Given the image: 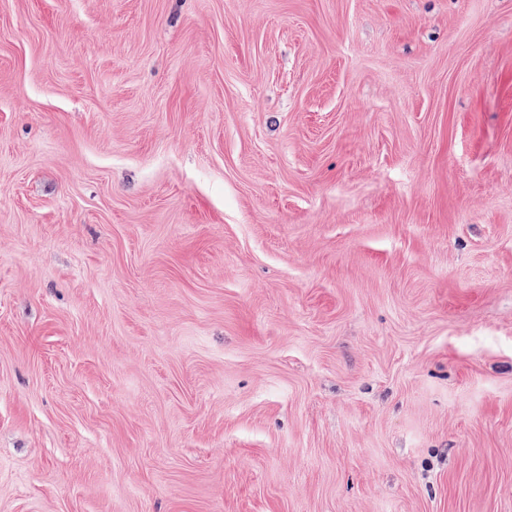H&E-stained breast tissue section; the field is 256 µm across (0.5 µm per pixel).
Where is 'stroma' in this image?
<instances>
[{
  "label": "stroma",
  "mask_w": 512,
  "mask_h": 512,
  "mask_svg": "<svg viewBox=\"0 0 512 512\" xmlns=\"http://www.w3.org/2000/svg\"><path fill=\"white\" fill-rule=\"evenodd\" d=\"M0 512H512V0H0Z\"/></svg>",
  "instance_id": "obj_1"
}]
</instances>
